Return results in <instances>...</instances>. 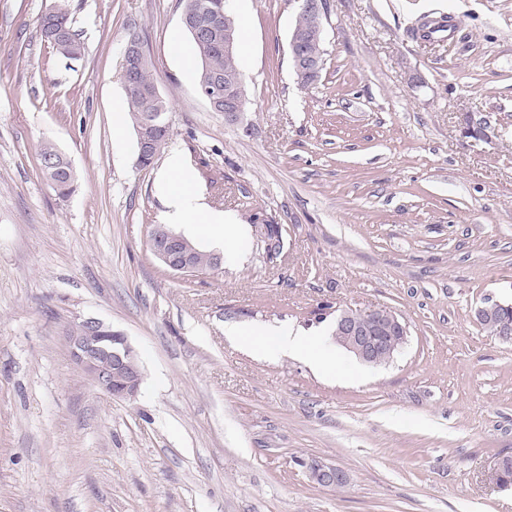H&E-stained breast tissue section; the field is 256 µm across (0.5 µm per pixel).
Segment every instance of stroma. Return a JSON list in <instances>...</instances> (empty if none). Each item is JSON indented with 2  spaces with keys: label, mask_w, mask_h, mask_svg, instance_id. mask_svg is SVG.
<instances>
[{
  "label": "stroma",
  "mask_w": 512,
  "mask_h": 512,
  "mask_svg": "<svg viewBox=\"0 0 512 512\" xmlns=\"http://www.w3.org/2000/svg\"><path fill=\"white\" fill-rule=\"evenodd\" d=\"M0 0V512H512V342L475 310L512 304V0H328L325 64L301 87L294 0H244L248 110L225 121L173 40L183 0H66L85 46L59 57L38 15ZM450 18L430 42L419 27ZM143 37L169 100V148L246 230L239 261L183 279L151 253L164 207L125 103ZM485 117L479 137L469 118ZM71 162L60 198L38 152ZM280 224L271 254L257 225ZM385 308L408 340L382 367L327 373L261 357L224 327L331 339ZM93 317L126 333L136 399L94 388L66 341ZM316 457L349 482L314 484ZM129 42L130 43L126 44L124 50V83L129 82L133 77H135L136 71L142 62L144 55L141 46L137 44L140 43L143 45L142 40L138 34H132L129 38Z\"/></svg>",
  "instance_id": "35a3bbf8"
}]
</instances>
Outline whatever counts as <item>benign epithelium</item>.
<instances>
[{
	"label": "benign epithelium",
	"instance_id": "1",
	"mask_svg": "<svg viewBox=\"0 0 512 512\" xmlns=\"http://www.w3.org/2000/svg\"><path fill=\"white\" fill-rule=\"evenodd\" d=\"M297 14L311 15L322 19L326 15V0H297ZM182 25L186 26L195 39L205 46H224V51L232 50L233 17L227 12L212 14L194 6L183 8ZM224 31V42L214 41V34ZM324 38V27L301 32L291 30L290 42L304 45L310 39ZM143 60V50L136 43L126 44L124 50L123 80L129 82ZM324 67V58L302 54L297 71L300 76L310 77L311 82L318 81L320 70ZM199 95L214 110L224 108V119L232 122L241 120L246 112V93L243 75H238L235 85L223 91L215 76L206 75L197 85ZM170 125L164 112H146L142 116L141 127L137 130L138 156L150 151V134L169 131ZM148 244L152 254L174 275L178 277H198L221 267L223 258L213 254L212 265L201 269L193 265L192 243L184 235L173 231L166 224L152 226ZM84 327L81 336L68 337V343L74 362L101 391L120 399H134L143 382V368L137 351L128 337L121 331L112 329V325L96 318L80 321ZM338 326L347 336L356 359L367 363L383 352L392 349L396 343H405L407 328L391 311L383 308L371 309L363 313L343 312L338 315ZM309 478L318 485L333 487L345 483L349 476L345 470L320 459L312 458L306 463Z\"/></svg>",
	"mask_w": 512,
	"mask_h": 512
}]
</instances>
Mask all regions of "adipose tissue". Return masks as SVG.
Wrapping results in <instances>:
<instances>
[{"label":"adipose tissue","mask_w":512,"mask_h":512,"mask_svg":"<svg viewBox=\"0 0 512 512\" xmlns=\"http://www.w3.org/2000/svg\"><path fill=\"white\" fill-rule=\"evenodd\" d=\"M157 188L166 211L167 223L185 226L187 233L217 237L224 242L227 259H235L245 236L241 225L212 209L203 192L193 183L183 154L174 151L166 158L157 177ZM232 343L262 355H289L300 358L312 369L325 371L331 355L318 336H306L293 328H273L255 324L247 328L230 325L224 329Z\"/></svg>","instance_id":"ef3b65f1"}]
</instances>
